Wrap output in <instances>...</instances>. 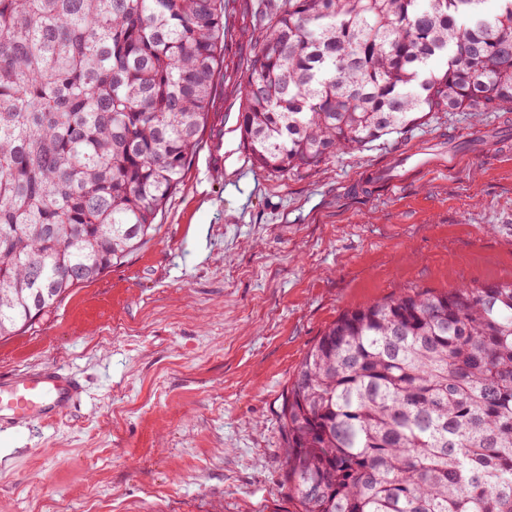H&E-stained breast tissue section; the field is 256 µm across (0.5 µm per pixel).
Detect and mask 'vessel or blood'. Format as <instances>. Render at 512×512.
<instances>
[{"label":"vessel or blood","mask_w":512,"mask_h":512,"mask_svg":"<svg viewBox=\"0 0 512 512\" xmlns=\"http://www.w3.org/2000/svg\"><path fill=\"white\" fill-rule=\"evenodd\" d=\"M82 385L70 373L48 366L0 376V425L49 424L80 402Z\"/></svg>","instance_id":"1"}]
</instances>
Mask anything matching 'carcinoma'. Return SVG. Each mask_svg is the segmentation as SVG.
Masks as SVG:
<instances>
[{"instance_id":"carcinoma-1","label":"carcinoma","mask_w":512,"mask_h":512,"mask_svg":"<svg viewBox=\"0 0 512 512\" xmlns=\"http://www.w3.org/2000/svg\"><path fill=\"white\" fill-rule=\"evenodd\" d=\"M265 0L238 122L314 171L436 112L512 110V0ZM228 0H0V338L136 251L180 188ZM444 60L440 69L433 68ZM295 512H512V281L346 310L279 413Z\"/></svg>"}]
</instances>
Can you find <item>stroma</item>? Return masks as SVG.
<instances>
[{
	"label": "stroma",
	"instance_id": "obj_1",
	"mask_svg": "<svg viewBox=\"0 0 512 512\" xmlns=\"http://www.w3.org/2000/svg\"><path fill=\"white\" fill-rule=\"evenodd\" d=\"M256 3L226 15L208 124L156 235L0 340V373L84 383L58 421L0 430V512H292L279 411L324 329L407 285L512 281V112H439L314 174L261 171L237 121Z\"/></svg>",
	"mask_w": 512,
	"mask_h": 512
}]
</instances>
